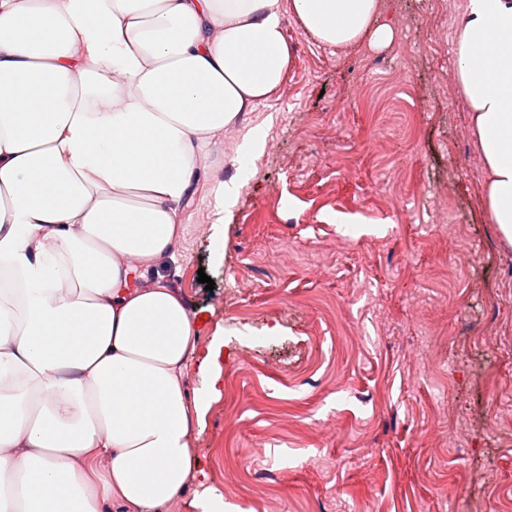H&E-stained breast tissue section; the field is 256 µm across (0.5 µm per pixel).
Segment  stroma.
<instances>
[{
    "mask_svg": "<svg viewBox=\"0 0 512 512\" xmlns=\"http://www.w3.org/2000/svg\"><path fill=\"white\" fill-rule=\"evenodd\" d=\"M384 5L391 42L345 49L284 10V90L210 146L175 258L144 273L204 320L189 390L224 330L222 394L190 439L224 512H512V247L459 163L477 153L459 20Z\"/></svg>",
    "mask_w": 512,
    "mask_h": 512,
    "instance_id": "stroma-1",
    "label": "stroma"
}]
</instances>
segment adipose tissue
Listing matches in <instances>:
<instances>
[{
	"instance_id": "obj_1",
	"label": "adipose tissue",
	"mask_w": 512,
	"mask_h": 512,
	"mask_svg": "<svg viewBox=\"0 0 512 512\" xmlns=\"http://www.w3.org/2000/svg\"><path fill=\"white\" fill-rule=\"evenodd\" d=\"M291 7L328 47L381 0H0V512H161L202 461V319L138 268L175 256L209 147L282 86ZM455 82L512 246V0H467Z\"/></svg>"
}]
</instances>
